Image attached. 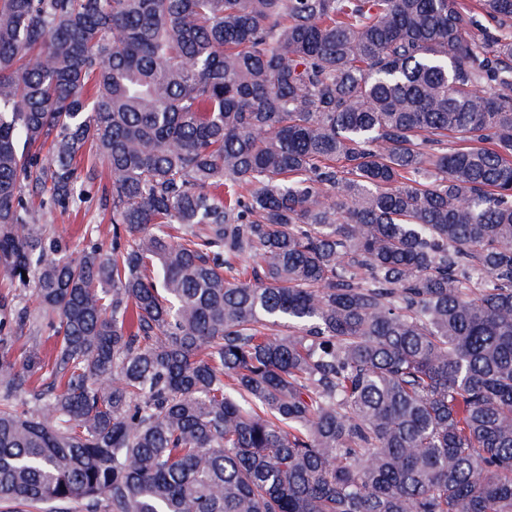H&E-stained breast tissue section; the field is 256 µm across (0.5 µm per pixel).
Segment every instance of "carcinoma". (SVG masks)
Returning <instances> with one entry per match:
<instances>
[{
    "label": "carcinoma",
    "mask_w": 512,
    "mask_h": 512,
    "mask_svg": "<svg viewBox=\"0 0 512 512\" xmlns=\"http://www.w3.org/2000/svg\"><path fill=\"white\" fill-rule=\"evenodd\" d=\"M478 9L0 0V277L39 304L0 296V503L512 512V0ZM88 150L110 250L22 200L75 206ZM88 168H93L96 172L94 180L85 182L84 200L78 203V207L68 212L51 210L49 207L42 206V197L30 187H24L22 198L31 207L44 224L46 232L50 236L63 235L70 243L71 249H80L83 246L82 237H80L82 228L87 224L97 229V235L100 243L105 249L112 246V207L111 202L105 199L109 198L110 176L107 162L102 158H85L82 161V175ZM97 227V228H96Z\"/></svg>",
    "instance_id": "1"
}]
</instances>
